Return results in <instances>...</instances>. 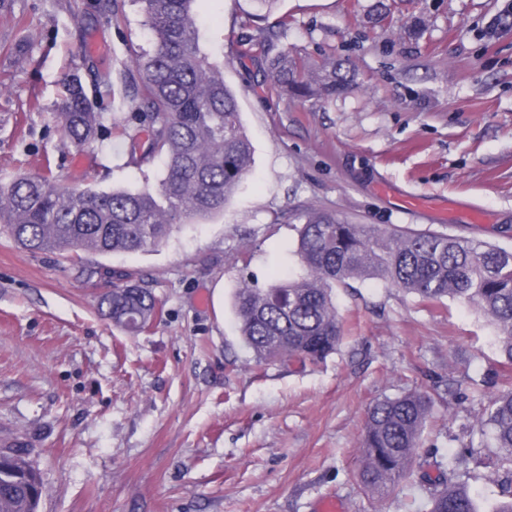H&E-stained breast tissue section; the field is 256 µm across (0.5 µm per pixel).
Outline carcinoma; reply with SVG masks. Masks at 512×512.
Returning <instances> with one entry per match:
<instances>
[{
	"mask_svg": "<svg viewBox=\"0 0 512 512\" xmlns=\"http://www.w3.org/2000/svg\"><path fill=\"white\" fill-rule=\"evenodd\" d=\"M151 35L150 48L124 61L120 80L133 112L124 119L126 164L140 168L163 154L161 178L138 189L79 188L51 174H29L0 184V232L33 252L62 256L86 252H138L167 240L188 221H206L224 205L247 174L252 143L241 124L235 93L224 83V63L200 36V0H132ZM92 81L112 88L110 68L88 66ZM268 76L285 94L329 97L355 75L342 61L320 69L282 49L268 60ZM55 118L79 151L112 139L116 117L95 111L85 78H62ZM297 251L307 270L301 281L278 280L268 288L245 285L235 295L240 335L258 361L284 358L316 363L335 353L343 331L334 301L336 286L376 279L423 302L446 298L476 306L496 331L501 356L512 366V250L440 232H414L351 224L315 208L299 216ZM87 278L112 280L103 298L106 315L129 333L159 313L147 285L103 265ZM431 409V399L412 392L376 401L362 440L363 491L381 499L405 477ZM477 443L444 456L432 452L440 471L426 481L416 512H479L460 473L473 447L496 449L493 467L512 474V389L494 396L478 422ZM29 484H0V512H28Z\"/></svg>",
	"mask_w": 512,
	"mask_h": 512,
	"instance_id": "obj_1",
	"label": "carcinoma"
}]
</instances>
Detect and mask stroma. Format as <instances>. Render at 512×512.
<instances>
[{"label": "stroma", "mask_w": 512, "mask_h": 512, "mask_svg": "<svg viewBox=\"0 0 512 512\" xmlns=\"http://www.w3.org/2000/svg\"><path fill=\"white\" fill-rule=\"evenodd\" d=\"M512 0H208L253 166L224 207L137 253H30L0 233V448L23 445L39 472L38 512H408L449 435L469 443L487 395L512 388L494 327L447 299L429 304L374 280L336 288L344 339L317 364L257 363L234 312L243 284L296 278L299 213L438 231L512 249ZM98 0H7L0 8V183L51 166L66 184L155 183L156 157L127 166L120 131L96 154L57 127L60 79L86 58L120 66L147 33L131 0L118 20ZM390 12L374 16L380 4ZM287 26H280V19ZM267 38H258L260 28ZM350 62L353 86L328 99L282 95L266 59ZM463 203L487 221L448 210ZM143 281L161 311L131 335L101 309L107 280ZM430 394L432 415L403 489L376 501L358 481L371 405Z\"/></svg>", "instance_id": "35a3bbf8"}]
</instances>
